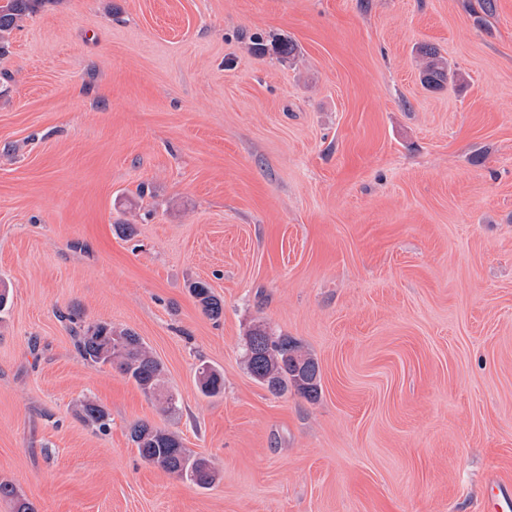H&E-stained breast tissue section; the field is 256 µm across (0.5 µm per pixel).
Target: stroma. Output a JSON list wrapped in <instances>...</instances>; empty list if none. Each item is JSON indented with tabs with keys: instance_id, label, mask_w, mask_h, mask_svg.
<instances>
[{
	"instance_id": "35a3bbf8",
	"label": "stroma",
	"mask_w": 512,
	"mask_h": 512,
	"mask_svg": "<svg viewBox=\"0 0 512 512\" xmlns=\"http://www.w3.org/2000/svg\"><path fill=\"white\" fill-rule=\"evenodd\" d=\"M477 6L45 0L17 19L0 481L37 512H488L512 484V0ZM424 46L457 80L422 83ZM75 322L137 332L179 411L81 360ZM257 322L317 359V401L249 375ZM137 421L217 481L142 461ZM191 290L206 315L218 318L222 314L223 306L221 301L213 294L206 282L197 281L193 283ZM198 388L205 397H215L224 392V377L216 369L202 365L198 369Z\"/></svg>"
}]
</instances>
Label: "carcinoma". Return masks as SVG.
<instances>
[{"label":"carcinoma","instance_id":"cac0c4a2","mask_svg":"<svg viewBox=\"0 0 512 512\" xmlns=\"http://www.w3.org/2000/svg\"><path fill=\"white\" fill-rule=\"evenodd\" d=\"M47 0H6L0 5V32L13 28L18 16L35 12ZM427 58L423 80L436 89L448 80L458 78L447 62L432 47L421 48ZM191 290L203 312L217 318L223 312L221 301L204 281L192 284ZM75 345L79 357L93 364L109 366L133 381L148 397L158 400L163 410L175 413L178 400L163 391V366L146 347L136 332L128 328L115 329L98 323L79 327ZM244 359L251 377L273 395H283L294 388L302 397L314 401L320 394V367L318 361L287 336L277 335L267 327L253 326L244 338ZM198 388L202 395L215 397L224 392V377L216 369L203 365L198 369ZM85 417L104 427L107 412L96 403L82 402ZM129 437L140 458L162 468L169 474L184 479L200 488L211 486L216 473L209 461L185 448L179 435L165 428L136 422L130 427ZM14 505V512H35L33 505L22 499L16 487L0 481V500Z\"/></svg>","mask_w":512,"mask_h":512}]
</instances>
